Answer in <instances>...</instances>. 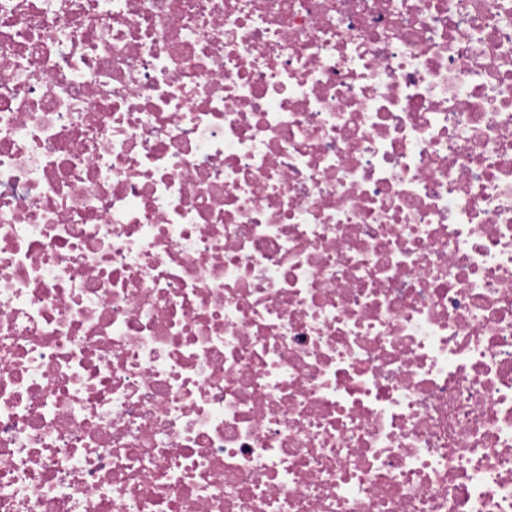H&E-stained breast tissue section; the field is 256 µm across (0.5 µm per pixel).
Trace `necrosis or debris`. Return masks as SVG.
Returning a JSON list of instances; mask_svg holds the SVG:
<instances>
[{
    "instance_id": "1",
    "label": "necrosis or debris",
    "mask_w": 512,
    "mask_h": 512,
    "mask_svg": "<svg viewBox=\"0 0 512 512\" xmlns=\"http://www.w3.org/2000/svg\"><path fill=\"white\" fill-rule=\"evenodd\" d=\"M0 512H512V0H0Z\"/></svg>"
}]
</instances>
